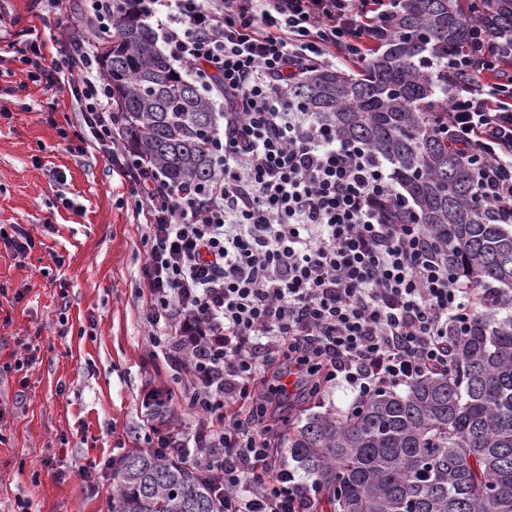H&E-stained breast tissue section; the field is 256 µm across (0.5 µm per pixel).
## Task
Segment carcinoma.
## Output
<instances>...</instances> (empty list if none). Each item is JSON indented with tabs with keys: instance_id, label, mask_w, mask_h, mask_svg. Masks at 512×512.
Wrapping results in <instances>:
<instances>
[{
	"instance_id": "carcinoma-1",
	"label": "carcinoma",
	"mask_w": 512,
	"mask_h": 512,
	"mask_svg": "<svg viewBox=\"0 0 512 512\" xmlns=\"http://www.w3.org/2000/svg\"><path fill=\"white\" fill-rule=\"evenodd\" d=\"M113 5L114 36L99 48L124 145L175 186L209 177L212 105L158 48L134 0ZM471 18L511 65L512 0H487L472 17L461 0H400L382 53L352 74L322 68L292 93L391 164L452 270L503 293L512 288V225L484 217L470 169L436 132L448 67L431 62L466 52ZM448 353L447 372L404 393L288 425L280 455L312 479L311 512H512V314L475 320L467 335L448 337ZM150 415L175 420L162 401ZM112 476V512H212L213 487L185 451L135 448L112 463Z\"/></svg>"
}]
</instances>
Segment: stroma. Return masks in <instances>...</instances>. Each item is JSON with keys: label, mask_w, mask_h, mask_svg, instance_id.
<instances>
[{"label": "stroma", "mask_w": 512, "mask_h": 512, "mask_svg": "<svg viewBox=\"0 0 512 512\" xmlns=\"http://www.w3.org/2000/svg\"><path fill=\"white\" fill-rule=\"evenodd\" d=\"M0 22L46 41L82 29L79 10L48 14L43 0H0ZM80 122L0 44V229L36 240L24 257L0 245V512L20 498L32 512H111V461L148 447L154 395L173 393L184 436L200 423L147 342L135 198L97 145L70 150ZM24 349L31 363L13 370Z\"/></svg>", "instance_id": "35a3bbf8"}]
</instances>
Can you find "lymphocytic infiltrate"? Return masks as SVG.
Wrapping results in <instances>:
<instances>
[{"label":"lymphocytic infiltrate","instance_id":"obj_1","mask_svg":"<svg viewBox=\"0 0 512 512\" xmlns=\"http://www.w3.org/2000/svg\"><path fill=\"white\" fill-rule=\"evenodd\" d=\"M398 0H137L168 56L224 105L208 180L171 185L120 151L98 47L54 56L39 35L20 60L32 82L67 92L128 183L147 246L149 342L185 378L206 422L195 461L214 512H304L309 488L272 448V412L291 395L349 389L357 401L448 368V339L493 300L457 276L394 173L294 99L321 68L369 61ZM452 53L438 129L470 165L474 201L512 224V76L490 34Z\"/></svg>","mask_w":512,"mask_h":512}]
</instances>
